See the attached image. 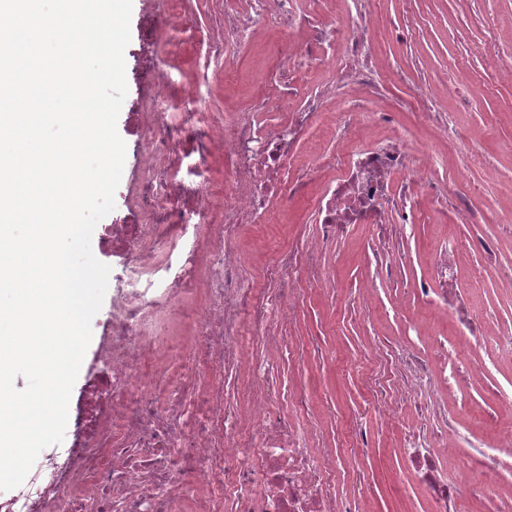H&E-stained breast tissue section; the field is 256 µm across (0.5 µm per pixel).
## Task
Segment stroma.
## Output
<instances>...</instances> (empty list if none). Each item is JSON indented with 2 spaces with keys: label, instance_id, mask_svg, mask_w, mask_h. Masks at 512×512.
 <instances>
[{
  "label": "stroma",
  "instance_id": "obj_1",
  "mask_svg": "<svg viewBox=\"0 0 512 512\" xmlns=\"http://www.w3.org/2000/svg\"><path fill=\"white\" fill-rule=\"evenodd\" d=\"M185 17L194 30L192 36L171 43L159 21L162 0H133L130 42L124 57L128 93L117 120V131L126 145H133L137 126L132 116L153 109L156 77L152 68L154 54H169L172 66L169 83L173 92L196 89L208 104L209 112H240L252 107L258 93L271 86L278 69L269 45L276 39L272 29L259 30L252 43L237 57L236 81L225 82L216 65L206 60L207 34L220 30L224 11L245 10L247 0H182ZM377 19L375 38L379 59L385 71L398 74L387 85L388 104L401 107L418 85L425 84L445 97L448 121L474 129L480 137V149L486 166L497 176L485 180L483 170L470 166L467 155L455 161L473 187L475 205L494 202L497 210L488 223L458 224L453 217L434 212L424 198H417L418 221L414 228L390 236L381 247L404 262L400 282L368 281L366 270L370 252V233L356 226L340 234L335 248L324 252L322 263L326 278L304 297L291 329L293 353L297 364H289L288 355L275 356L281 387L302 384L307 388L310 411L303 423L316 429L319 443L345 449L341 475L336 484L339 494L362 496L369 512H404L407 500H422L423 495L405 464L393 450L399 447L405 432L419 420L417 413L404 411L394 433L381 428L379 417L367 402L363 380L367 375L387 377L388 371L373 355L371 348L381 341H393L407 325L419 335L436 336L451 332V317L433 318L421 307L407 306L405 320H397L389 311L397 298L396 287H412L430 276L439 250L449 239L469 233L496 236L500 259L512 263V223L504 215L512 213V82L500 78L497 66L488 63L480 51L485 25L495 20L498 29L496 52L500 64L512 66V0H372ZM459 59L455 71L458 84L468 95L467 111H459L456 99L438 81L452 59ZM141 174L133 158H126L115 195V208L105 216L108 224L129 221L134 216ZM321 184H314L308 195L295 200L286 210L273 213L267 224L248 232L243 245L248 253L264 252L275 256L316 238L320 226L316 219L314 197ZM460 283L468 285L472 269H480L482 286L469 294L476 309L494 311L501 324L512 328V283L499 280L496 268L482 266L477 256L460 258ZM372 287L377 300L375 311H368L363 290ZM481 364L470 379L469 397L473 403L463 428L493 440L500 430L511 427L512 417L491 419L485 401L488 392L512 385V366H501L483 352H475ZM359 427L375 453L363 460L348 454L352 427ZM366 470L371 477L369 490H361L354 475Z\"/></svg>",
  "mask_w": 512,
  "mask_h": 512
}]
</instances>
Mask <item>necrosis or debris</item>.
<instances>
[{
	"label": "necrosis or debris",
	"instance_id": "necrosis-or-debris-1",
	"mask_svg": "<svg viewBox=\"0 0 512 512\" xmlns=\"http://www.w3.org/2000/svg\"><path fill=\"white\" fill-rule=\"evenodd\" d=\"M345 10L326 20L316 38L292 37L305 20L295 0H250V11L224 16V32L207 39L210 57L235 72V50L258 29L276 30L271 50L281 77L311 65L331 79L305 105L280 123L264 126L256 112L287 99H259L250 112H227L207 125L199 142L175 139L164 77L170 58L159 57L156 100L149 113V142L139 143L144 182L139 219L109 224L101 249L120 259L126 271L107 311L111 337L96 359L102 366L78 400L79 438L52 449L37 464L31 484L0 498V512H352L336 492L338 449L315 448L314 434L277 416V372L268 354L287 347L307 285L323 280L320 254L337 235L363 225L385 239L415 223V197L434 207L453 203L462 224H481L485 210L470 194L448 195L433 176L445 156L413 153L397 120L383 106L379 57L369 38V0H346ZM331 42L335 54L321 50ZM357 87L359 98L344 101L336 115L337 146L308 162L297 148L326 102ZM419 122L443 132L452 153L467 152L471 165L482 158L472 130L449 126L437 95L414 98ZM377 129L388 130L384 139ZM197 150L201 159H224V205L210 216L212 184L177 178L180 156ZM335 170L315 199L320 243L305 252L272 259H248L242 232L288 208L322 172ZM208 215L204 224L178 223L179 214ZM270 280L258 287L259 278ZM436 277L405 289L399 306L420 300L434 314L453 316V336H435L427 351L395 342L385 352L394 382L371 381L372 404L384 428L408 409L427 415L403 440L405 464L421 487L427 512H460L462 501L512 512L505 467H512V432L492 447L471 440L458 426L459 411L445 396H429L432 358L448 367V390L466 388L474 365L457 350L458 339L473 342L497 363H512V330L498 318L462 309L450 281L451 262L436 266ZM435 277V278H436ZM465 461H458L459 451ZM456 459L454 470L445 461Z\"/></svg>",
	"mask_w": 512,
	"mask_h": 512
}]
</instances>
